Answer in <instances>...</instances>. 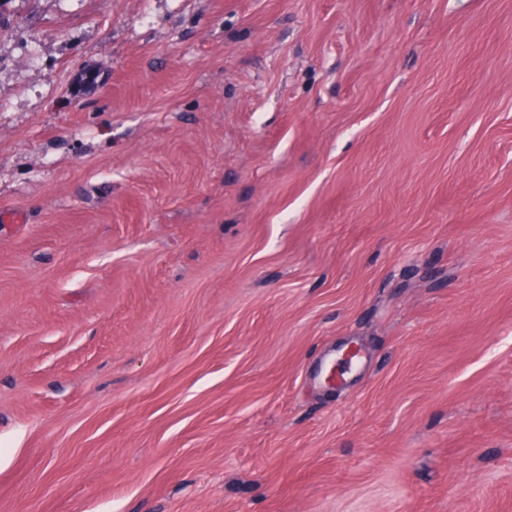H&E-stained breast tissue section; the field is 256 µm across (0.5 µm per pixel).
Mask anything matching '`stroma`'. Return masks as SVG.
Masks as SVG:
<instances>
[{"label": "stroma", "instance_id": "1", "mask_svg": "<svg viewBox=\"0 0 512 512\" xmlns=\"http://www.w3.org/2000/svg\"><path fill=\"white\" fill-rule=\"evenodd\" d=\"M0 512H512V0H5Z\"/></svg>", "mask_w": 512, "mask_h": 512}]
</instances>
